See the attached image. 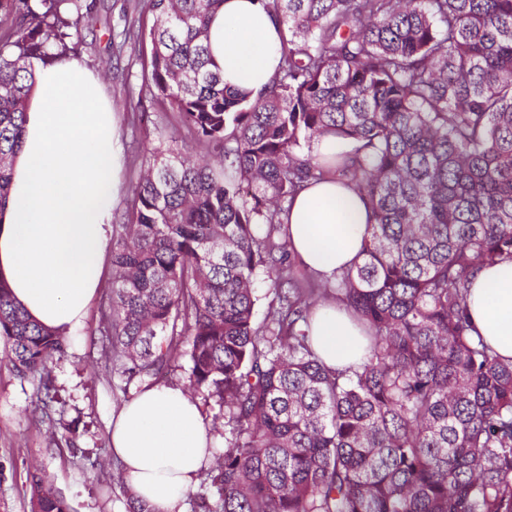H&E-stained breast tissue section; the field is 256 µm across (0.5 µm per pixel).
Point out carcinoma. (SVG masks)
Masks as SVG:
<instances>
[{"mask_svg":"<svg viewBox=\"0 0 512 512\" xmlns=\"http://www.w3.org/2000/svg\"><path fill=\"white\" fill-rule=\"evenodd\" d=\"M279 26L270 86H224L207 44L224 0H139L119 52L150 45L146 90L216 158L170 134L145 150L112 217V285L92 337L129 385L186 355L189 386L224 419L201 512H512V359L472 334L476 266L512 261V0H261ZM153 16L147 27L141 17ZM0 208L11 190L36 62L112 28L99 0H0ZM348 143L335 161L313 144ZM332 175L371 211L362 260L320 295L369 333L363 362L326 366L318 303L282 220ZM272 299L255 320L253 282ZM0 339L38 376L66 339L0 279ZM30 512H72L45 474Z\"/></svg>","mask_w":512,"mask_h":512,"instance_id":"carcinoma-1","label":"carcinoma"}]
</instances>
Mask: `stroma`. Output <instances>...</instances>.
<instances>
[{"label": "stroma", "instance_id": "35a3bbf8", "mask_svg": "<svg viewBox=\"0 0 512 512\" xmlns=\"http://www.w3.org/2000/svg\"><path fill=\"white\" fill-rule=\"evenodd\" d=\"M84 58L92 69L112 73L102 81L100 92L116 106L124 152L157 146L163 122L155 112L145 113L141 124L132 122L145 98L148 50L113 59L109 34L101 29ZM98 320V308H91L85 332L50 366L58 393V426L52 435L39 421V377H17L0 342V512H29V479L36 467L50 476L73 512H126L110 452L112 415L124 395L119 375L105 373L90 347L88 331Z\"/></svg>", "mask_w": 512, "mask_h": 512}]
</instances>
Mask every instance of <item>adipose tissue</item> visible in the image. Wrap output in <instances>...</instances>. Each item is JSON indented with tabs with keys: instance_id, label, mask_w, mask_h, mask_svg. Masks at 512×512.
I'll return each mask as SVG.
<instances>
[{
	"instance_id": "1",
	"label": "adipose tissue",
	"mask_w": 512,
	"mask_h": 512,
	"mask_svg": "<svg viewBox=\"0 0 512 512\" xmlns=\"http://www.w3.org/2000/svg\"><path fill=\"white\" fill-rule=\"evenodd\" d=\"M225 85L259 94L274 76L278 27L260 0H224L208 28ZM37 82L0 212V278L29 317L62 336L79 335L97 295L112 238L121 145L99 79L80 57L36 67ZM368 210L354 190L327 179L302 189L284 222L299 261L321 281L361 259ZM476 334L512 359V262L479 269L467 298ZM313 345L333 368L359 363L362 333L342 307L323 305ZM112 457L150 512H178L214 463L217 436L184 387L144 382L112 422Z\"/></svg>"
}]
</instances>
